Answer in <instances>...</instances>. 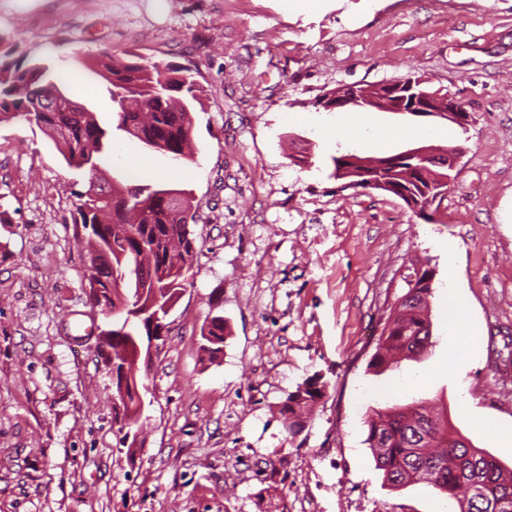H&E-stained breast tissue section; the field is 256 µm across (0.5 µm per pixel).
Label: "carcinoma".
Here are the masks:
<instances>
[{
	"label": "carcinoma",
	"mask_w": 512,
	"mask_h": 512,
	"mask_svg": "<svg viewBox=\"0 0 512 512\" xmlns=\"http://www.w3.org/2000/svg\"><path fill=\"white\" fill-rule=\"evenodd\" d=\"M88 67L108 83L113 104L111 120L63 103L50 115L41 112L45 84L63 85L56 66L45 59L17 53L0 35V121L21 118L52 139L71 169L89 172L101 165L113 147L126 139L144 150L180 162L191 156L194 112L201 90L191 70L164 62L143 63L132 51L103 53ZM166 191L178 194V205L163 203ZM76 198L74 223L83 227L89 255L111 264L112 281H121L111 309L101 311L108 325L99 335L105 363L112 361V387L120 404L112 407L126 433L138 432L142 393L147 391L149 367L137 355L143 336H168L167 308L177 304L193 279L196 252L173 243L194 235L197 205L192 192L158 183L125 185L117 180L91 193L90 185L71 191ZM153 275L156 288L139 297V272ZM435 269L426 264L417 274L415 295L397 298L386 317L368 367L382 373L401 359L415 358L434 344L428 315ZM226 325L220 315L206 317L200 330L201 349L213 360L223 353ZM328 382L314 377L298 385L280 404L282 424L289 436L303 429V415L327 395ZM365 444L376 470L393 488L415 483L433 485L456 501L458 512H512V470L493 455L461 442L448 444L447 422L433 416L415 400L405 405L372 407L367 412Z\"/></svg>",
	"instance_id": "carcinoma-1"
}]
</instances>
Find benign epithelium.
I'll list each match as a JSON object with an SVG mask.
<instances>
[{
	"instance_id": "benign-epithelium-1",
	"label": "benign epithelium",
	"mask_w": 512,
	"mask_h": 512,
	"mask_svg": "<svg viewBox=\"0 0 512 512\" xmlns=\"http://www.w3.org/2000/svg\"><path fill=\"white\" fill-rule=\"evenodd\" d=\"M325 100L334 101L336 108L346 106L361 107L376 104L391 112H408L416 116H438L460 126L471 123V114L464 104L452 93L444 94L422 92L413 98L404 93V82L384 83L378 86L342 85L326 95ZM464 153L461 147H413L395 155L389 164L409 171L412 181L417 179L429 183L427 190L429 203L422 205L413 200L411 192L403 187H393L383 178H373L362 184L356 181H342L340 188L361 186L363 190L388 189L399 197L409 209L418 215L429 212L435 199L442 196L451 179V173L457 171L459 160Z\"/></svg>"
}]
</instances>
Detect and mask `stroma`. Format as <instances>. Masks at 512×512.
<instances>
[{"label": "stroma", "instance_id": "stroma-1", "mask_svg": "<svg viewBox=\"0 0 512 512\" xmlns=\"http://www.w3.org/2000/svg\"><path fill=\"white\" fill-rule=\"evenodd\" d=\"M0 0V34L50 59L68 91L109 119L93 55L131 50L192 70L207 95L198 153L105 162V177L192 190L195 277L169 317L149 375L135 455L119 443L112 376L89 327V258L73 222L69 169L37 126L0 122V512H448L417 483L384 485L365 444L373 406L418 398L512 469V0ZM420 77L454 94L468 131L438 117L376 112L389 138L361 147L319 135L305 115L347 84ZM465 153L430 219L394 195L339 190L338 152L378 158L415 146ZM303 153L307 164L292 155ZM436 270L434 345L375 374L382 317L413 263ZM474 345L448 354L456 303ZM223 316L224 352L200 348ZM323 374L306 429L279 404Z\"/></svg>", "mask_w": 512, "mask_h": 512}]
</instances>
